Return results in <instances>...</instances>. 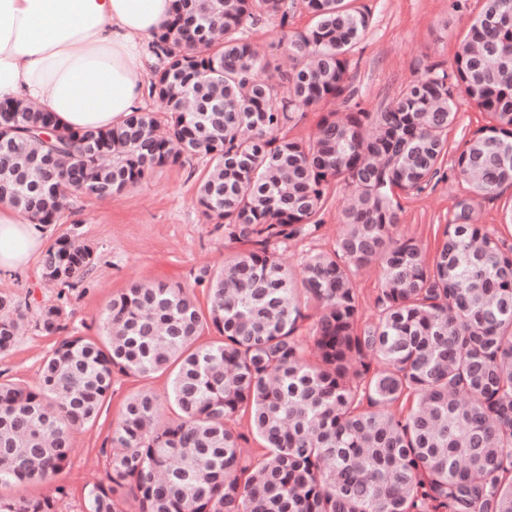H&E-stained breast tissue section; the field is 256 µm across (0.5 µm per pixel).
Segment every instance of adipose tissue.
Returning a JSON list of instances; mask_svg holds the SVG:
<instances>
[{
  "label": "adipose tissue",
  "mask_w": 512,
  "mask_h": 512,
  "mask_svg": "<svg viewBox=\"0 0 512 512\" xmlns=\"http://www.w3.org/2000/svg\"><path fill=\"white\" fill-rule=\"evenodd\" d=\"M174 0H0V101L29 100L72 131L109 128L140 107L146 46ZM47 227L0 204V275L40 254Z\"/></svg>",
  "instance_id": "obj_1"
}]
</instances>
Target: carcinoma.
Segmentation results:
<instances>
[{"mask_svg": "<svg viewBox=\"0 0 512 512\" xmlns=\"http://www.w3.org/2000/svg\"><path fill=\"white\" fill-rule=\"evenodd\" d=\"M349 2L175 0L149 46L163 129L139 108L112 128L60 137L38 105L0 102L1 204L50 226L75 196L112 199L158 167L203 159L195 205L246 245L197 278L207 309L179 283L135 282L112 297L101 340L66 336L34 385L0 382V486L61 475L115 374L167 373L176 417L159 420L148 388L126 398L87 512H128L129 499L135 512H512V243L479 223L468 196L433 254L396 234L397 195L441 174L461 95L490 121L452 176L487 198L512 188V0H484L452 69L375 112L360 107L350 76L370 18ZM300 8L313 24L286 33ZM263 17L283 30L284 86L263 78L272 59L250 38ZM329 98L343 99L344 118L326 113L308 139L284 133ZM339 185L356 193L346 230L296 275L276 247L317 229ZM54 261L67 270L53 283L66 287L93 265L66 236L41 266ZM374 265L369 321L353 279ZM310 307L311 362L296 336ZM64 316L62 305L44 308L36 327L60 333ZM27 320L0 293L1 353ZM207 329L220 339L199 343ZM243 417L262 443L254 459L228 425ZM0 512H58L57 497L0 495Z\"/></svg>", "mask_w": 512, "mask_h": 512, "instance_id": "cac0c4a2", "label": "carcinoma"}]
</instances>
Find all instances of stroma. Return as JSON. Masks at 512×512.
I'll list each match as a JSON object with an SVG mask.
<instances>
[{"instance_id": "35a3bbf8", "label": "stroma", "mask_w": 512, "mask_h": 512, "mask_svg": "<svg viewBox=\"0 0 512 512\" xmlns=\"http://www.w3.org/2000/svg\"><path fill=\"white\" fill-rule=\"evenodd\" d=\"M357 5L369 13L370 26L355 51L351 76L361 92L363 107L374 112L394 102L410 82L435 65L452 67L458 41L482 0H466L465 7L457 11L452 0H357ZM250 34L263 52L274 54L277 60L278 68L270 72V80L284 82L290 61L278 46L281 29L277 21L262 19L251 27ZM204 169V162L198 159L167 165L120 197L105 201L73 198L61 223L49 226L47 240L52 243L75 233L93 243L97 258L87 278L72 288L43 286L40 263L35 260L23 273L1 276L0 291H9L23 304L64 303L70 312L67 335L95 340L103 334L100 316L113 295L135 282L175 280L192 287L200 304H207L208 292L198 285L197 278L203 269L235 251L236 245L225 239L222 227L207 223L193 204ZM443 169L444 177L434 180L421 194L398 198V233L416 238L430 252L452 219L457 200L468 194L466 185L451 177V164H444ZM352 204L351 189L337 187L320 228L280 249L282 261L295 269L309 254L331 249L344 229L343 215ZM55 342V337L28 329L11 351L0 354V380L34 384L42 359ZM170 384L165 373L147 378L115 375L112 394L97 420L74 435L65 471L50 483L15 487L14 495L54 494L59 512H83L87 487L104 474L102 449L126 397L147 387L163 398Z\"/></svg>"}]
</instances>
